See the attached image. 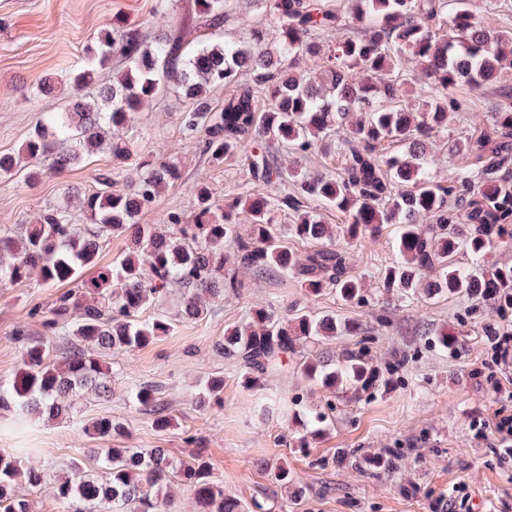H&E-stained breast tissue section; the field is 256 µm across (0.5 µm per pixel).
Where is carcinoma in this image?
Returning a JSON list of instances; mask_svg holds the SVG:
<instances>
[{
    "label": "carcinoma",
    "instance_id": "cac0c4a2",
    "mask_svg": "<svg viewBox=\"0 0 512 512\" xmlns=\"http://www.w3.org/2000/svg\"><path fill=\"white\" fill-rule=\"evenodd\" d=\"M350 16L324 0H263L275 20L278 40L266 43V30L252 27L243 40L227 42L216 32L229 18L226 0H192L175 26L152 35L142 24L121 20L101 31L85 61L70 79L72 99L64 112H49L15 153H0V177L28 168L26 177L63 173L99 151L116 168L133 156L125 129L144 104L174 91L189 104L182 131L199 143L212 164L245 153L252 180L275 192L224 198L216 205L209 187L194 190L190 219L176 211L164 217L168 233L156 224H138L180 179V168L159 159H141L135 174L119 189L112 176L97 177L100 188L76 193L80 210L92 221L83 230L64 207L43 209L20 230L0 232V282L24 283L35 277L44 285L69 282L48 310L36 306L49 336L65 340L63 356L50 343L24 330L13 335L22 364L11 383L0 384V412H35L48 419L71 414L84 393L112 395V376L102 364L105 351L131 352L167 334L169 319L139 314L159 302L171 285L183 288L182 311L191 320L208 315L201 297H219L244 287L240 272L292 277L305 293L332 289L345 303L364 304L362 278L349 274V245L366 234L395 224L398 259L385 268L383 288L412 300L465 294L512 309V265L491 259L496 239L512 240V106L503 104L470 137L450 145L454 153L473 157V167L451 181L437 178L427 145L448 132L460 105L450 90L460 83L485 88L499 82L512 66V30L479 26L469 0H352ZM363 29L359 36H338L327 44L315 32L339 30L346 20ZM119 64L107 68L112 54ZM321 58L320 83L296 71L305 59ZM415 64L430 90L418 107L415 91L399 95V71ZM361 74L357 79L354 73ZM230 92L224 106L212 105L210 89ZM262 89L268 106L256 107ZM331 136L343 157L335 175L307 174L279 159L281 151L306 156ZM401 149L385 151V144ZM342 212L347 223L331 226L318 219L317 208ZM293 214V223H273L276 212ZM431 219L423 225L420 219ZM249 230L242 234V219ZM130 237L127 252L110 267L97 263L100 245L114 235ZM315 242L318 248L298 254L288 238ZM232 249L234 267L224 268V251ZM470 258L467 267L457 256ZM359 324L333 314L312 316L296 310L286 316L260 307L224 329L214 344L217 354L236 360L249 389L302 354L301 377L354 399L394 383L392 369H382L361 346L336 360L305 356L324 337L355 336ZM224 377L211 376L198 392L199 404L220 399ZM131 402L153 416L166 431L171 417L158 389L140 384ZM293 423L300 428L297 447L327 430L328 414L295 403ZM82 431L110 441L123 436L124 425L110 416L92 419ZM104 471L100 480L74 461L71 474L56 481L55 492L75 512H169L163 489L172 483L192 491L198 512H261L224 493L211 478V464L199 448L174 458L163 448H90ZM283 489L294 485L284 463L269 468ZM43 469L29 467L20 455L0 454V512H29L17 495L24 482L39 486Z\"/></svg>",
    "mask_w": 512,
    "mask_h": 512
}]
</instances>
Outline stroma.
<instances>
[{"label": "stroma", "mask_w": 512, "mask_h": 512, "mask_svg": "<svg viewBox=\"0 0 512 512\" xmlns=\"http://www.w3.org/2000/svg\"><path fill=\"white\" fill-rule=\"evenodd\" d=\"M160 3L0 0V152L18 151L39 119L67 109L69 71L81 64L87 47L114 19H156L166 25L178 20L185 7L184 0H170L161 15ZM228 9L231 18L224 38L243 39L257 24L275 35L274 21L259 0H228ZM49 76L56 80V91L32 95V88ZM452 94L462 110L448 129L449 140L470 136L488 123L500 104L491 88L460 84ZM186 109L185 100L171 91L145 104L129 125L127 136L139 154L161 151L181 170L180 180L154 208L138 216V223H162L171 210L190 215L194 189L201 181L208 183L218 202L229 194L256 190L244 155L214 165L197 143L185 138L181 117ZM110 167L109 157L97 153L64 174L43 175L33 187L19 175L0 178V228H17L47 206L64 205L66 188L95 190L96 175ZM349 252L352 274L364 279L372 295L365 306L345 305L329 290L316 297L306 295L290 278L263 279L248 273L245 288L208 299L209 316L190 320L180 313L179 289L171 288L156 306L170 319L169 333L131 353L105 354L112 367L111 397L79 400L66 420L21 423L13 415H0V454L26 449V462L51 473L39 487L19 485L18 493L28 500L31 512H68L55 496L54 480L68 475V465L76 459L86 470H95V461L82 458L81 451L102 447L103 442L84 435L80 426L100 416L124 423L126 434L117 441L124 448H165L183 458L191 449L188 437L198 438L210 459L212 478L225 493L246 504L264 503L267 512H432L433 500L441 495L451 502L452 512H512V469L501 465L490 442L474 440L470 430L475 414L500 407L512 412L511 399L488 392L472 376L487 357L484 326L500 321L496 306L465 296L402 302L384 294L378 278L396 258L392 229L361 237ZM66 289L63 283L45 286L34 279L0 283V383L10 382L21 364L13 331L24 328L39 334L41 326L31 318V309L48 306ZM269 304L281 315L294 307L327 311L371 328L372 353L380 366L398 365L397 384L358 400L334 398L313 388L308 399L312 407L334 399L333 423L325 434L310 438L307 448L296 449L292 422L279 411L258 409L262 394L287 401L302 388L296 369L268 375L262 393L244 388L238 366L213 349L227 326L242 321L249 309ZM382 310L388 315L383 328L376 322ZM442 331L455 336L452 348L437 344ZM214 374L224 377L222 405L196 407L199 382ZM142 382L158 385L173 420L169 431H158L150 416L129 401L128 389ZM387 448L396 451L390 469L355 466L356 458ZM341 449L349 455L343 463L336 460ZM280 461L295 476L300 505L289 503L269 476L268 465Z\"/></svg>", "instance_id": "obj_1"}]
</instances>
